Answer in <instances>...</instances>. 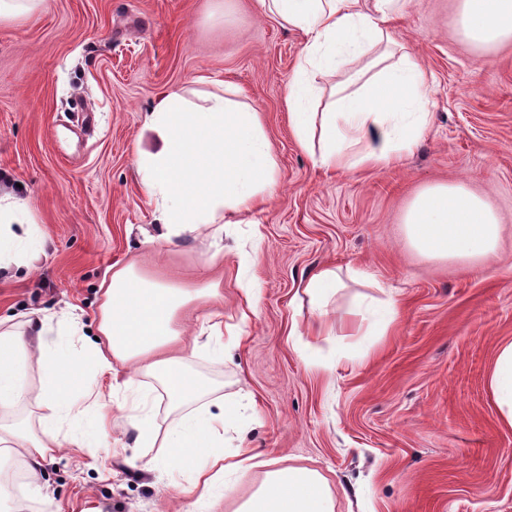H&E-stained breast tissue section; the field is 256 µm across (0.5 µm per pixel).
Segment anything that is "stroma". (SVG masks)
Listing matches in <instances>:
<instances>
[{"label":"stroma","mask_w":512,"mask_h":512,"mask_svg":"<svg viewBox=\"0 0 512 512\" xmlns=\"http://www.w3.org/2000/svg\"><path fill=\"white\" fill-rule=\"evenodd\" d=\"M457 0H404L391 21L428 75L432 124L396 167L331 171L301 150L284 88L304 36L264 16L254 0H39L0 22V183L27 201L43 241L36 269L0 278V317L75 307L85 329L100 314L113 265L201 287L209 265L219 299L185 315L186 337L217 313L237 335L215 363L189 370L241 400L232 445L319 470L336 512H512V427L489 387L512 342V44L478 48L457 26ZM238 90L261 115L277 184L252 223L146 249L156 201L138 173L154 149L145 116L168 92L189 99ZM95 117L81 126L85 110ZM462 182L501 222L495 253L471 263L429 258L407 241L403 214L437 183ZM344 287L330 336H294L311 303L303 285L321 268ZM258 285L242 320L241 282ZM389 300L386 330L348 336L341 321L360 299ZM108 444L5 478L0 512H170L178 472L140 470L122 412Z\"/></svg>","instance_id":"stroma-1"}]
</instances>
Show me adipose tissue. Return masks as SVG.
Here are the masks:
<instances>
[{
	"mask_svg": "<svg viewBox=\"0 0 512 512\" xmlns=\"http://www.w3.org/2000/svg\"><path fill=\"white\" fill-rule=\"evenodd\" d=\"M399 2L257 0L261 13L306 37L286 100L295 137L304 150L315 151L319 166L388 165L413 148L430 122L426 71L407 54L374 73L357 72L352 87H336L323 111L308 107L314 95L309 69L333 71L367 46L394 45L389 24ZM458 16L461 36L474 46L512 40V0H459ZM146 125L159 143L142 154L140 170L156 200L161 231L144 235L143 245L157 248L215 224L242 223L277 183L261 117L244 102L212 94L193 103L173 91L160 99ZM403 223L411 246L431 258L478 261L493 254L499 240L494 210L461 183L425 187ZM41 254L27 202L0 197V270L35 266ZM342 286L329 268L307 280L314 334L329 330V301ZM101 292L94 336L79 352L61 341L77 326L74 312L0 318V458L16 459L34 474L46 458L102 443L112 428V398L86 379L121 372L130 387L154 378L177 414L168 429H159L144 397L127 416L138 447L157 451L143 468L186 472L179 487L186 504L177 512H218L233 477L254 468L264 469V480L236 512H335L329 484L317 470L279 467L250 448L225 453L224 433L239 407L211 396L204 380L186 370L181 326L184 312L203 296H217V286L186 288L127 265L113 267ZM32 366L40 382L35 393L26 381ZM490 387L503 421L512 426V342L497 356ZM29 400L39 412L37 423L12 419L16 407Z\"/></svg>",
	"mask_w": 512,
	"mask_h": 512,
	"instance_id": "1",
	"label": "adipose tissue"
}]
</instances>
